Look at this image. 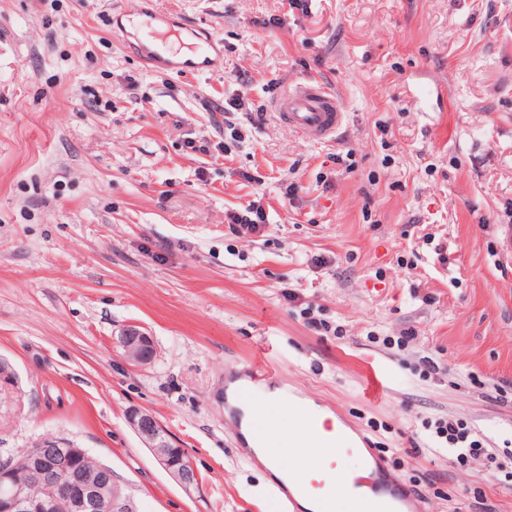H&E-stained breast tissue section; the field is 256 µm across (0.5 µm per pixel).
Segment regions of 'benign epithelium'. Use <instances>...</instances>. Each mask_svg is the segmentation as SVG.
<instances>
[{"instance_id":"obj_1","label":"benign epithelium","mask_w":512,"mask_h":512,"mask_svg":"<svg viewBox=\"0 0 512 512\" xmlns=\"http://www.w3.org/2000/svg\"><path fill=\"white\" fill-rule=\"evenodd\" d=\"M119 344L125 355L136 365L149 363L154 357L153 341L140 326H127ZM128 423L145 447L165 448V453H154L155 459L191 490L197 485L196 473L183 464V449L174 448L168 434L156 417L146 411L134 409L128 413ZM33 457V463L22 477L15 476L12 458L0 457V512H54L57 502H67L69 512H136L132 498L122 492L112 469L102 466L104 477L94 483L79 481L72 470L75 464L88 456L86 449L73 442L58 438ZM51 484L55 492L50 498L36 499L28 489L33 484Z\"/></svg>"}]
</instances>
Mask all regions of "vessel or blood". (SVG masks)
<instances>
[{"instance_id":"vessel-or-blood-1","label":"vessel or blood","mask_w":512,"mask_h":512,"mask_svg":"<svg viewBox=\"0 0 512 512\" xmlns=\"http://www.w3.org/2000/svg\"><path fill=\"white\" fill-rule=\"evenodd\" d=\"M146 2L131 0L124 13L149 18L159 28L155 36L134 43L138 57L147 65L159 71L197 73L223 66L224 50L210 37L202 39L188 55L182 56L168 50L165 35L160 31L165 18L148 9ZM275 107L288 125L321 140L335 136L343 120L335 94L320 85L306 84L289 91L277 100ZM242 377L245 381L243 396L252 425L257 427L272 420L276 406L272 398L263 396L262 391L271 387L278 396L284 397L288 394L287 383L267 367L258 364L243 369ZM284 428L298 442L296 454L302 460L301 466L288 468L284 482L273 485L271 489L288 510L295 505L291 487H314V471L332 467L336 470L337 491L348 493L360 486L370 488V495L363 497L359 503L360 512H413V493L385 474L371 449H360L358 470L342 466L336 457L335 441L318 431L315 415L306 402H295Z\"/></svg>"}]
</instances>
